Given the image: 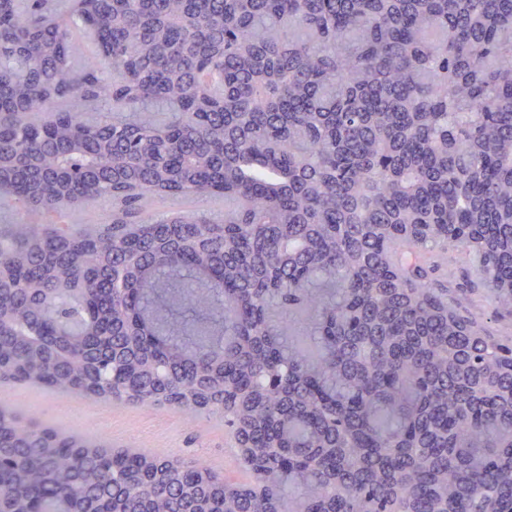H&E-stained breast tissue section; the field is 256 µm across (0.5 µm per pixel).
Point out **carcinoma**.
Segmentation results:
<instances>
[{
    "label": "carcinoma",
    "mask_w": 512,
    "mask_h": 512,
    "mask_svg": "<svg viewBox=\"0 0 512 512\" xmlns=\"http://www.w3.org/2000/svg\"><path fill=\"white\" fill-rule=\"evenodd\" d=\"M0 192V390L218 415L253 478L0 397V512H512V338L444 285L512 312V0H0ZM99 53L94 33L84 30L72 44L71 59L76 67H82ZM40 220L53 224H110L112 203L106 200L94 201L81 208L62 209L59 213L44 214ZM459 279L451 277L448 279V290L458 298L462 310H468L483 322L487 332L491 336L512 335V319L508 316L495 314L494 306L489 298L482 292H475L471 295H460L456 292L459 286Z\"/></svg>",
    "instance_id": "obj_1"
}]
</instances>
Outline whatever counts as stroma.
<instances>
[{"instance_id":"obj_1","label":"stroma","mask_w":512,"mask_h":512,"mask_svg":"<svg viewBox=\"0 0 512 512\" xmlns=\"http://www.w3.org/2000/svg\"><path fill=\"white\" fill-rule=\"evenodd\" d=\"M21 415L67 433L108 437L113 447L139 448L158 456L180 455L207 462L228 479L243 483L240 461L226 462L234 442L223 418L168 408H147L118 400H91L77 393L18 385L5 392Z\"/></svg>"}]
</instances>
